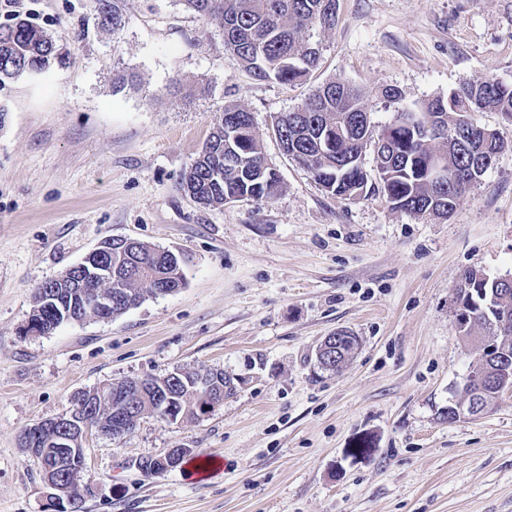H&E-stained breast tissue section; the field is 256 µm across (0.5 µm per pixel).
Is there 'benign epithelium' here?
<instances>
[{
  "label": "benign epithelium",
  "mask_w": 512,
  "mask_h": 512,
  "mask_svg": "<svg viewBox=\"0 0 512 512\" xmlns=\"http://www.w3.org/2000/svg\"><path fill=\"white\" fill-rule=\"evenodd\" d=\"M112 308V295L99 289L84 291L80 294V311L105 312ZM334 341L335 337L327 336L323 339L319 350L318 359L320 363L328 368L334 360ZM212 375L207 372H201L194 377L193 387L201 397V407L203 410H209L221 403L223 398L214 395L211 383ZM465 383L470 385L477 383L479 385L491 386V394L495 400H500L505 395L512 394V374L504 370L497 376L493 382H488L486 373L481 369L472 370L468 373ZM487 411V400H470L468 398L460 399L450 407L451 416L456 419L478 417ZM97 428L102 432L112 431L114 435H123L128 432L130 425L117 419L114 424L108 426L106 422L99 419L96 406L87 407L82 416L73 418V413L69 412L55 418L47 419L29 428L24 437V449L33 459L44 462L41 445L48 440L60 447V451L68 460V465L61 470L57 467L44 466L42 479L49 490V506L52 512H76L79 501L73 496L70 486L66 483L68 477L77 478L85 469V448L83 441L86 439L92 428ZM79 433L78 447H67V433Z\"/></svg>",
  "instance_id": "7a95c632"
}]
</instances>
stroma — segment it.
I'll use <instances>...</instances> for the list:
<instances>
[{
    "label": "stroma",
    "instance_id": "stroma-1",
    "mask_svg": "<svg viewBox=\"0 0 512 512\" xmlns=\"http://www.w3.org/2000/svg\"><path fill=\"white\" fill-rule=\"evenodd\" d=\"M18 19L54 35L63 59L0 81V512H51L20 436L75 392L203 366L236 385L209 412L88 435L84 512H512V396L442 417L481 356L457 333L453 290L469 268L512 274V121L477 113L502 150L435 219L379 193H325L268 134L332 79L363 90L378 125L393 112L385 86L416 104L512 81V0H339L335 27L311 32L317 68L295 85L256 80L218 22L181 0H125L114 33L90 0H0V25ZM120 72L137 84L114 89ZM228 102L251 113L283 189L204 207L180 176ZM112 237L184 256L186 285L26 335L37 288ZM339 330L359 348L329 372L317 349ZM361 437L375 452L356 460ZM170 448L219 466L202 479L136 468Z\"/></svg>",
    "mask_w": 512,
    "mask_h": 512
}]
</instances>
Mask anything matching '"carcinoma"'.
I'll return each mask as SVG.
<instances>
[{
  "mask_svg": "<svg viewBox=\"0 0 512 512\" xmlns=\"http://www.w3.org/2000/svg\"><path fill=\"white\" fill-rule=\"evenodd\" d=\"M338 0H183L196 15L220 22L224 48L260 81L298 84L317 65L319 49L307 33L331 29ZM99 25L116 32L125 24L123 0H92ZM61 58L57 39L25 20L0 25V79L41 71ZM393 105L391 120L378 127L364 103V93L342 80L313 89L294 110L281 114L272 128L276 139L288 146V156L306 169L326 193L345 200L379 192L395 210L418 217H446L492 166L502 148L496 132L479 125L477 112H500L512 119V83L488 78L467 82L412 107L403 103L392 86L380 90ZM373 147L374 172L365 169L363 153ZM231 164H226V155ZM441 158L448 180H430L432 160ZM181 189L204 207L230 202H267L282 190L275 169L266 165L263 143L251 113L228 104L197 158L184 172ZM104 273L86 283L88 288L113 292L112 309L95 317L112 320L143 299L139 285L150 292L173 293L186 283L184 261L176 254L132 241L128 248L104 253ZM77 270L68 269L53 279L55 298L38 292L31 313L39 335L69 322L66 313L79 302ZM471 293L455 289V320L467 341L473 329L494 336L491 326L498 315H512V278L490 277L477 268L466 271ZM512 368V335L497 339L491 352L482 354L480 366L488 376ZM187 374L177 381L163 375L146 379L148 390L172 394L178 418L198 413L199 398Z\"/></svg>",
  "mask_w": 512,
  "mask_h": 512,
  "instance_id": "carcinoma-1",
  "label": "carcinoma"
}]
</instances>
